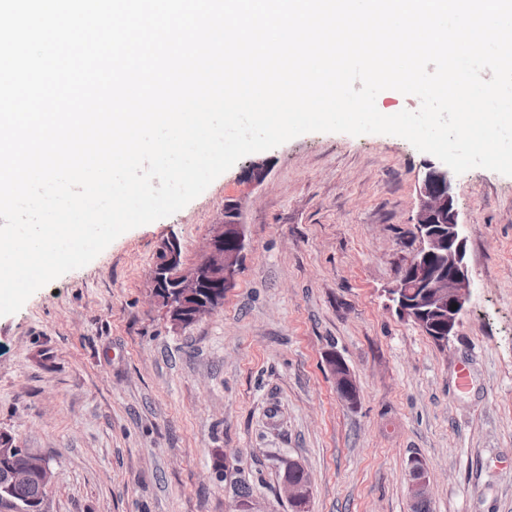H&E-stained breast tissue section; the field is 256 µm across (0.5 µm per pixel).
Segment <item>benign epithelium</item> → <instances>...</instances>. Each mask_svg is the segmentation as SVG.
<instances>
[{"instance_id":"obj_1","label":"benign epithelium","mask_w":512,"mask_h":512,"mask_svg":"<svg viewBox=\"0 0 512 512\" xmlns=\"http://www.w3.org/2000/svg\"><path fill=\"white\" fill-rule=\"evenodd\" d=\"M415 231L419 248L407 261L389 298L396 312L437 342H446L460 322L470 296L466 241L456 206V175L448 167L430 165L418 188ZM246 248L244 225L237 205H224V216L212 229L198 259L188 264L179 242L171 238L157 250L151 267L153 300L162 306L175 330L185 329L223 306L224 292L234 286ZM457 308H452V305ZM336 392L349 404L357 402L356 384L339 354L328 357ZM412 504L431 497L426 463L412 457L407 470ZM52 483L46 460L0 439V501L18 485L33 489L31 500L14 505L15 512H40ZM290 503H310L312 490L282 481Z\"/></svg>"}]
</instances>
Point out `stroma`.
<instances>
[{
    "mask_svg": "<svg viewBox=\"0 0 512 512\" xmlns=\"http://www.w3.org/2000/svg\"><path fill=\"white\" fill-rule=\"evenodd\" d=\"M253 159L0 316V434L47 461L41 512H237L243 483L258 512H291L285 458L308 474L311 512H412L414 455L430 512H512V177L456 178L471 293L438 343L387 299L419 246L434 156L314 132ZM229 199L248 242L235 284L174 330L151 297L155 253L174 237L194 262ZM328 365L334 375L336 392L340 398L348 404H355L357 402L356 384L343 357L337 352L336 355L330 354ZM408 488L412 507L421 502L415 507L413 512H429L431 497L430 482L427 476L426 463L420 457H412L410 469L407 470ZM425 501V502H422Z\"/></svg>",
    "mask_w": 512,
    "mask_h": 512,
    "instance_id": "obj_1",
    "label": "stroma"
}]
</instances>
